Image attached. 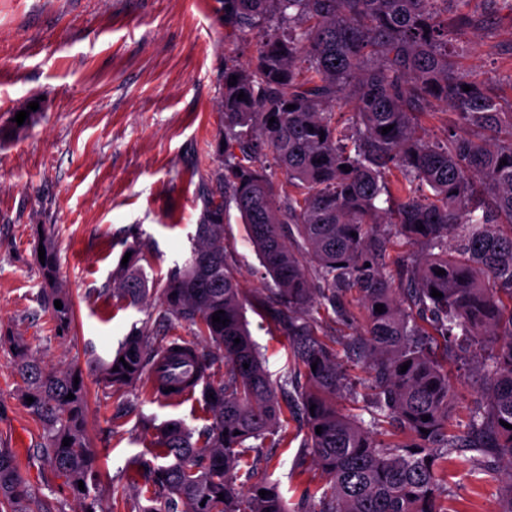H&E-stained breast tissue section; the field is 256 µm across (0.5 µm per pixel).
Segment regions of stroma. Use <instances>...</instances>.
I'll return each instance as SVG.
<instances>
[{
	"instance_id": "stroma-1",
	"label": "stroma",
	"mask_w": 512,
	"mask_h": 512,
	"mask_svg": "<svg viewBox=\"0 0 512 512\" xmlns=\"http://www.w3.org/2000/svg\"><path fill=\"white\" fill-rule=\"evenodd\" d=\"M215 0H0V115L34 93L41 119L0 142V330L22 337L47 368L82 372L85 430L104 479L111 512H130L129 474L154 461L153 428L178 419L208 425L201 394L171 405L137 390H116L97 370L133 328L157 314L161 290L193 246L202 213L200 190L220 166L216 152L224 59L248 64L256 42L230 37ZM480 25L468 29L463 70L486 91L512 97V13H491L472 0ZM57 253L58 280L72 306L60 327L44 301L36 264L41 226ZM144 257L152 289L147 303L113 301L107 288L128 247ZM224 252L246 297L245 318L272 380L292 368L288 337L260 299L274 282L236 208L224 222ZM0 348V446L15 453L31 492L53 512L78 504L40 454L43 427L22 403L20 379ZM286 442L254 441L246 467L275 484L288 512H319L329 490L302 448L306 428L285 408ZM446 512H498L499 475L473 473L465 456L441 473Z\"/></svg>"
}]
</instances>
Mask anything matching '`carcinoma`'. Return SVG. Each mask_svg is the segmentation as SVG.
Here are the masks:
<instances>
[{"mask_svg": "<svg viewBox=\"0 0 512 512\" xmlns=\"http://www.w3.org/2000/svg\"><path fill=\"white\" fill-rule=\"evenodd\" d=\"M469 2L218 0L219 21L241 38L259 35L262 46L252 64L224 63V173L203 190L190 257L170 270L162 289L158 324H187L197 340L159 342L144 327L101 367L117 390L143 380L150 395L201 389L211 423L197 435L177 420L155 426V446L170 463H142L151 497L136 512H288L271 483L242 491L238 467L251 451L246 441L278 432L280 394L290 388L306 426L303 447L330 482L320 512H445L439 470L453 454L471 453L482 473L496 462L512 466V428L503 426L512 425V111L448 59L451 47L460 56L468 51ZM341 102L350 106L345 123L337 119ZM438 103L453 107L455 121L434 142L422 133V118ZM41 113L30 112L21 126L8 113L0 140ZM253 134L288 180L278 203L266 170L255 165ZM232 203L277 284L261 304L292 350L293 373L279 382L262 364L224 255ZM393 237L421 246L418 256L394 259L396 288L383 273ZM41 244L39 270L51 300L62 303L54 313L65 325L71 304L57 286L55 248L47 235ZM129 251L127 265L112 275V298L136 306L148 279L138 249ZM353 289L366 320L352 355L369 374L367 420L337 408L347 368L305 317L315 306L349 319L344 298ZM434 289L443 297L431 296ZM219 310L224 325L212 322ZM9 340L21 397L34 399L28 410L43 426L40 452L82 503L80 512H108L84 429L81 371L48 369L20 338ZM474 359L480 398L459 433L450 424L448 365ZM385 426L406 439L377 438ZM0 512H51L28 489L13 451L2 447Z\"/></svg>", "mask_w": 512, "mask_h": 512, "instance_id": "carcinoma-1", "label": "carcinoma"}]
</instances>
